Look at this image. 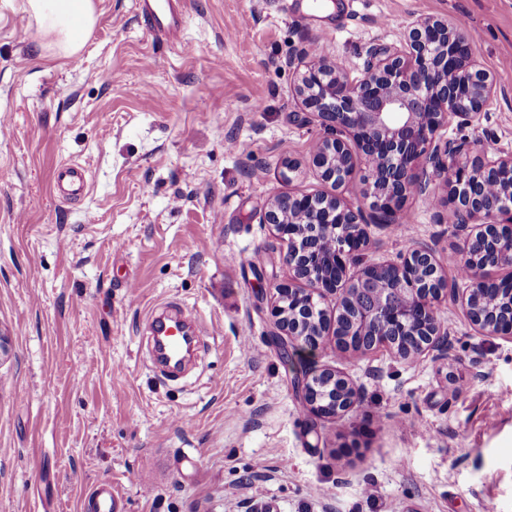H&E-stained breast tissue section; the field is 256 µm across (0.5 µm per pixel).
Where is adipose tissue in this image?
Here are the masks:
<instances>
[{
    "mask_svg": "<svg viewBox=\"0 0 512 512\" xmlns=\"http://www.w3.org/2000/svg\"><path fill=\"white\" fill-rule=\"evenodd\" d=\"M26 10L49 48L65 59L79 56L96 22L93 0H26Z\"/></svg>",
    "mask_w": 512,
    "mask_h": 512,
    "instance_id": "1",
    "label": "adipose tissue"
}]
</instances>
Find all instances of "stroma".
<instances>
[{
    "instance_id": "obj_1",
    "label": "stroma",
    "mask_w": 512,
    "mask_h": 512,
    "mask_svg": "<svg viewBox=\"0 0 512 512\" xmlns=\"http://www.w3.org/2000/svg\"><path fill=\"white\" fill-rule=\"evenodd\" d=\"M21 2L0 0V512H94L106 483L125 512H512V341L445 297L444 358L280 345L292 271L263 222L277 194L333 191L291 92L288 60L313 44L355 67L415 17L466 18L498 96L440 135L512 152V0H184L174 42L136 0H95L76 63ZM64 163L89 181L71 204L52 189ZM404 210L409 233L370 225L366 260L424 242L457 280L454 206ZM167 302L217 331L183 377L143 335ZM313 367L354 384L350 412L308 416L294 378Z\"/></svg>"
}]
</instances>
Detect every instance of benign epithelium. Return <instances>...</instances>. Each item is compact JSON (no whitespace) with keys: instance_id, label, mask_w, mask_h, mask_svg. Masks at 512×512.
Wrapping results in <instances>:
<instances>
[{"instance_id":"1","label":"benign epithelium","mask_w":512,"mask_h":512,"mask_svg":"<svg viewBox=\"0 0 512 512\" xmlns=\"http://www.w3.org/2000/svg\"><path fill=\"white\" fill-rule=\"evenodd\" d=\"M288 65L296 70L293 95L321 130L310 156L317 177L344 189L364 164L362 194L371 212L348 205L339 193L272 198L263 223L288 242L286 261L293 271L292 279L275 287L272 338L316 348L332 336L346 351L387 349L403 359L441 358L450 344L436 304L450 295L481 335L512 340V311L484 308L493 284L488 269L511 268L504 282L512 285V185L497 199L488 194L489 183L512 174V153L438 136L448 117L470 125L497 96L493 78L480 68L462 30L445 18L420 16L399 42L369 45L355 72L311 48ZM424 164L443 181L446 199L456 207L463 254L494 246L491 260L476 268L462 289L448 283L432 248L423 243L395 260L363 259L374 216H394L410 196L435 201V189L418 173ZM328 242L340 270L356 268L350 280L331 279L316 269ZM328 296L336 297L332 319L321 307ZM296 386L314 418L341 416L357 400L356 389L334 368L306 371Z\"/></svg>"}]
</instances>
